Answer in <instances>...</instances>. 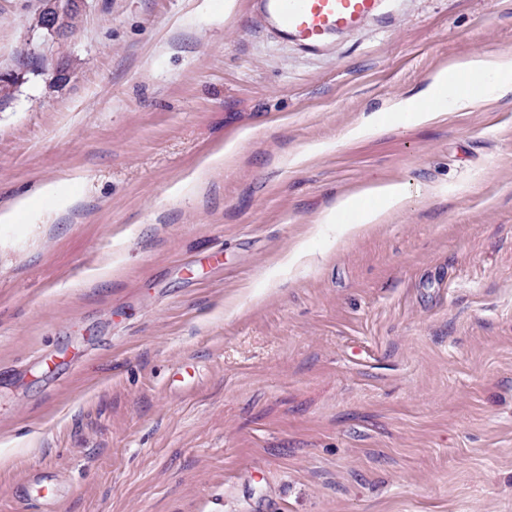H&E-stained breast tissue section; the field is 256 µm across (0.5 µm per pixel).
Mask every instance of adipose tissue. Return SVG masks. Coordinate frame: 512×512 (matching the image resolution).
I'll use <instances>...</instances> for the list:
<instances>
[{
    "instance_id": "1",
    "label": "adipose tissue",
    "mask_w": 512,
    "mask_h": 512,
    "mask_svg": "<svg viewBox=\"0 0 512 512\" xmlns=\"http://www.w3.org/2000/svg\"><path fill=\"white\" fill-rule=\"evenodd\" d=\"M456 71L465 73L471 86L478 91L498 98L512 95V60L489 54H474L455 63ZM447 72H439L432 77L426 88L419 94L402 100L398 111L409 113L414 123L427 122L437 113L461 112L471 107L474 98L464 93H449L440 96L442 86L449 84ZM372 197L374 205H366L365 197ZM411 196L405 183H378L368 188L365 194L339 196L324 216L325 223H337L340 215L356 212V223L346 225L347 233L357 232L359 226L379 223L388 212L401 209Z\"/></svg>"
}]
</instances>
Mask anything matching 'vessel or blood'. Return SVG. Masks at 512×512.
<instances>
[{"label":"vessel or blood","mask_w":512,"mask_h":512,"mask_svg":"<svg viewBox=\"0 0 512 512\" xmlns=\"http://www.w3.org/2000/svg\"><path fill=\"white\" fill-rule=\"evenodd\" d=\"M276 29L303 46L317 48L331 36L358 29L379 16L381 0H253Z\"/></svg>","instance_id":"obj_1"}]
</instances>
